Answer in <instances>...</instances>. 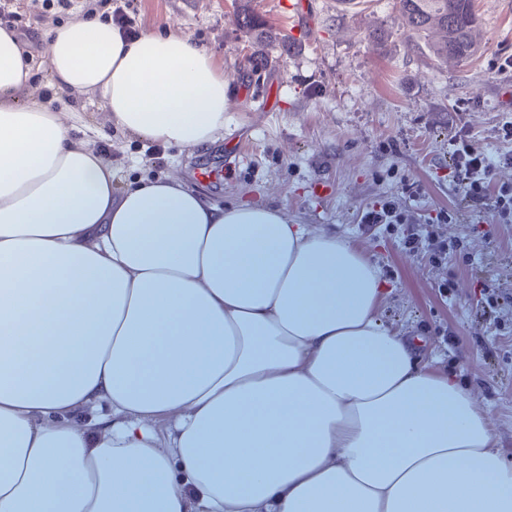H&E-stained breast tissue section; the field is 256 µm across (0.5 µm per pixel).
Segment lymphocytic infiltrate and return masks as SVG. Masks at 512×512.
Wrapping results in <instances>:
<instances>
[{
    "instance_id": "obj_1",
    "label": "lymphocytic infiltrate",
    "mask_w": 512,
    "mask_h": 512,
    "mask_svg": "<svg viewBox=\"0 0 512 512\" xmlns=\"http://www.w3.org/2000/svg\"><path fill=\"white\" fill-rule=\"evenodd\" d=\"M494 137L501 145L500 151L485 153L474 148L469 126L454 128L448 139V173L459 191L460 204L403 234L402 250L422 254L431 264L444 266L458 249L457 242L448 235V227L460 223L462 214L490 212L496 223L512 224V182L494 178L497 168L512 167V121L498 125Z\"/></svg>"
}]
</instances>
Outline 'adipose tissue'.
<instances>
[{
    "label": "adipose tissue",
    "mask_w": 512,
    "mask_h": 512,
    "mask_svg": "<svg viewBox=\"0 0 512 512\" xmlns=\"http://www.w3.org/2000/svg\"><path fill=\"white\" fill-rule=\"evenodd\" d=\"M45 54L130 138L224 130V74L179 32L85 14ZM32 73L0 28V512H512L486 413L381 322L364 256L170 175L115 191L20 100Z\"/></svg>",
    "instance_id": "ef3b65f1"
}]
</instances>
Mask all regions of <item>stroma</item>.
Wrapping results in <instances>:
<instances>
[{"mask_svg":"<svg viewBox=\"0 0 512 512\" xmlns=\"http://www.w3.org/2000/svg\"><path fill=\"white\" fill-rule=\"evenodd\" d=\"M289 0H108L140 34L173 29L207 47L228 83L224 134L205 150L146 144L106 128L95 99L54 89L43 41L32 44L35 67L27 97L49 93L51 105L78 113L79 127L110 158L115 188L169 174L224 206L279 208L301 224L335 229L375 268L392 277L380 319L417 341L428 365L454 371L488 415L492 433L512 456V304L482 310L488 287L512 289V226L491 214L452 224L465 262L437 267L401 250L399 231L360 224L366 206L390 200L408 223L420 224L458 201L448 178V128L470 125L479 150L495 151L498 123L512 121V71L492 69L512 54V0H475L477 54L440 63L429 46L440 31L411 50L394 0H364L343 9L339 0H310L295 13ZM87 0L69 8L20 0L21 14L36 12V34L85 13ZM250 29H243L240 12ZM384 31V45L370 32ZM263 53L259 82L243 77L244 59ZM421 192L410 196L405 181ZM329 184L323 197L314 182ZM454 277L455 286L438 285Z\"/></svg>","mask_w":512,"mask_h":512,"instance_id":"stroma-1","label":"stroma"}]
</instances>
